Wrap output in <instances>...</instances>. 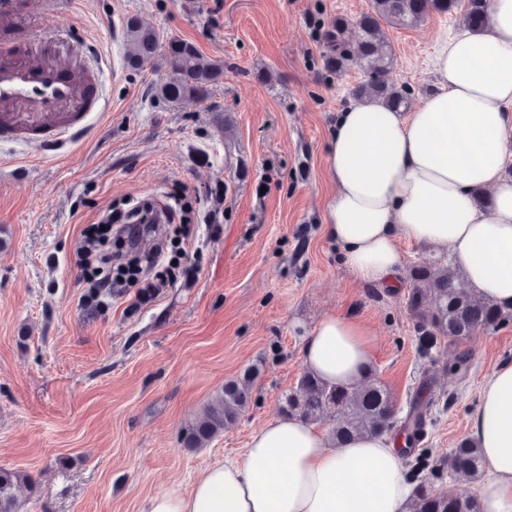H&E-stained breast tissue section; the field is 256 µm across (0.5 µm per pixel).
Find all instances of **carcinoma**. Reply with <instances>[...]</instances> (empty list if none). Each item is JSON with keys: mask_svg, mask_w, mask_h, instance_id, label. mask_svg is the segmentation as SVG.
<instances>
[{"mask_svg": "<svg viewBox=\"0 0 512 512\" xmlns=\"http://www.w3.org/2000/svg\"><path fill=\"white\" fill-rule=\"evenodd\" d=\"M486 0H371L370 10L355 22L356 49L347 45V19L338 17L324 34L326 67L340 74L356 65L365 79L355 88L360 98L376 99L396 109H406L408 94L388 79L392 45L386 28L414 27L432 14H457L462 24L480 30L485 24ZM124 60L136 71L161 68L164 81L155 87L156 97L165 104L203 100L224 77V67L202 57L188 41L161 37L154 28L130 17L124 24ZM462 275L451 257L422 260L408 270L404 295L411 316L419 353L430 359L442 345L464 340L479 333H493L512 321V311L477 297L461 287ZM260 367L250 366L242 374L224 382L218 394L192 424L184 428L182 442L188 449L204 448L248 410ZM430 402L415 398L408 423L415 429L426 424ZM281 410L305 421L324 422L336 444L372 433H390L394 428L396 404L391 393L374 371L356 385H331L314 374L301 372L296 387L282 398ZM415 434L406 435L403 454L412 459L418 479L417 495L411 512H480L469 485L481 474L480 452L465 438L446 457H431L428 449L414 444ZM429 475H423L424 471ZM446 472L460 484L451 496L432 489L429 476ZM24 486L33 493L35 481L22 470L0 467V512H20L14 490Z\"/></svg>", "mask_w": 512, "mask_h": 512, "instance_id": "carcinoma-1", "label": "carcinoma"}]
</instances>
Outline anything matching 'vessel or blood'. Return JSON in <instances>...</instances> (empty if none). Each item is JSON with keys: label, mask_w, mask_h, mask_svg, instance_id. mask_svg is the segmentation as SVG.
Segmentation results:
<instances>
[{"label": "vessel or blood", "mask_w": 512, "mask_h": 512, "mask_svg": "<svg viewBox=\"0 0 512 512\" xmlns=\"http://www.w3.org/2000/svg\"><path fill=\"white\" fill-rule=\"evenodd\" d=\"M75 0H0V141L21 138L63 147L105 111L96 47L52 27ZM39 26V40L19 37L24 24Z\"/></svg>", "instance_id": "1"}]
</instances>
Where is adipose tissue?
Here are the masks:
<instances>
[{
	"label": "adipose tissue",
	"mask_w": 512,
	"mask_h": 512,
	"mask_svg": "<svg viewBox=\"0 0 512 512\" xmlns=\"http://www.w3.org/2000/svg\"><path fill=\"white\" fill-rule=\"evenodd\" d=\"M432 67L438 87L411 112L363 99L337 113L327 233L364 284H396L403 239L448 250L476 296L511 308L512 0H488L484 28L460 27ZM479 188L489 207L475 202ZM375 353L367 323L331 314L302 361L326 382L352 384ZM468 430L483 461L481 512H512V362L483 381ZM412 496L390 435L338 447L283 414L252 431L241 456L214 459L190 492L152 496L149 512H410Z\"/></svg>",
	"instance_id": "obj_1"
}]
</instances>
